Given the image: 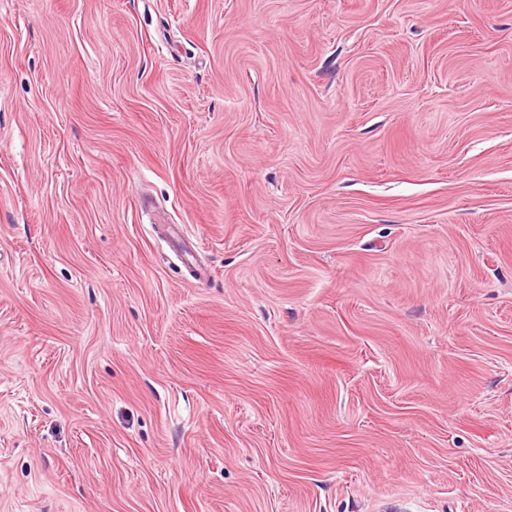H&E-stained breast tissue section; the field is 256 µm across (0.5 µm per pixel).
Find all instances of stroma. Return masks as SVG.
<instances>
[{
	"label": "stroma",
	"instance_id": "1",
	"mask_svg": "<svg viewBox=\"0 0 512 512\" xmlns=\"http://www.w3.org/2000/svg\"><path fill=\"white\" fill-rule=\"evenodd\" d=\"M0 512H512V0H0Z\"/></svg>",
	"mask_w": 512,
	"mask_h": 512
}]
</instances>
